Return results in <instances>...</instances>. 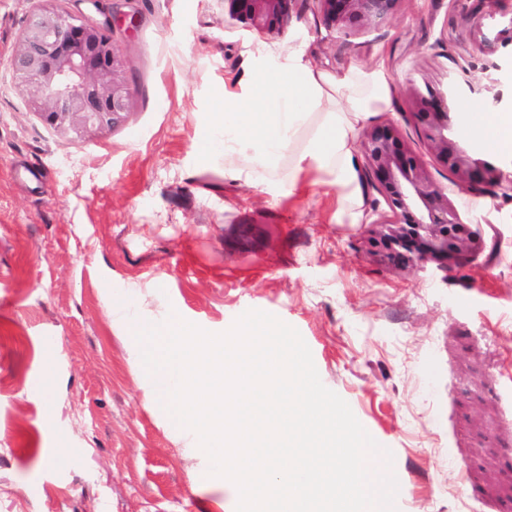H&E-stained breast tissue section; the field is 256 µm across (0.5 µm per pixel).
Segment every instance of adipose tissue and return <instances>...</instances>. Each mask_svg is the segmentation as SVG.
Masks as SVG:
<instances>
[{
    "label": "adipose tissue",
    "instance_id": "1",
    "mask_svg": "<svg viewBox=\"0 0 512 512\" xmlns=\"http://www.w3.org/2000/svg\"><path fill=\"white\" fill-rule=\"evenodd\" d=\"M246 99L218 92L213 128L223 130L219 147L224 175L239 179L242 159L255 167L276 168L283 154L297 149L288 177L297 184L306 167L321 171L335 185L339 201L353 215L366 205L357 158L358 132L369 115L389 111L392 88L376 69L351 66L333 74L300 54L285 62L261 57L246 74ZM461 143L480 139L500 152L512 151V113L473 104L461 107Z\"/></svg>",
    "mask_w": 512,
    "mask_h": 512
}]
</instances>
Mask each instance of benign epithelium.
<instances>
[{"mask_svg":"<svg viewBox=\"0 0 512 512\" xmlns=\"http://www.w3.org/2000/svg\"><path fill=\"white\" fill-rule=\"evenodd\" d=\"M230 17L261 33L282 34L296 0H224ZM325 24L336 31L369 30L382 24L401 0H317ZM69 12L61 5L33 14L12 61L13 81L30 111L68 139H81L121 123L133 107L127 65L111 30ZM469 82L450 76L436 85L425 74L406 91L408 111L421 129L435 160L454 177L455 186L473 189L502 184L506 173L462 147L452 135L455 121L449 100ZM366 177L388 211L371 223L367 252L378 263L406 268L413 263L440 265L476 255L479 233L463 223L448 190L435 183L424 162L391 123L367 127L359 136Z\"/></svg>","mask_w":512,"mask_h":512,"instance_id":"7a95c632","label":"benign epithelium"}]
</instances>
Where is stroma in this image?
I'll return each instance as SVG.
<instances>
[{"label": "stroma", "instance_id": "obj_1", "mask_svg": "<svg viewBox=\"0 0 512 512\" xmlns=\"http://www.w3.org/2000/svg\"><path fill=\"white\" fill-rule=\"evenodd\" d=\"M45 0H0V512H220L230 488L148 399L126 323L170 313L220 334L250 309L293 326L322 383L393 455L395 512H512V188L458 190L405 107L429 74L495 83L512 111V0H401L378 28L328 29L296 0L282 35L232 21L224 0H65L114 32L135 106L81 140L28 110L10 74ZM295 51L331 72L383 68L391 123L484 242L452 268L373 262L318 173L224 176L202 150L218 90L255 57ZM41 170L40 181L26 174Z\"/></svg>", "mask_w": 512, "mask_h": 512}]
</instances>
